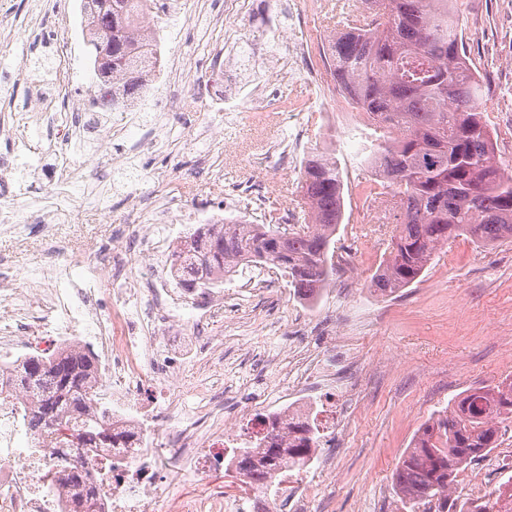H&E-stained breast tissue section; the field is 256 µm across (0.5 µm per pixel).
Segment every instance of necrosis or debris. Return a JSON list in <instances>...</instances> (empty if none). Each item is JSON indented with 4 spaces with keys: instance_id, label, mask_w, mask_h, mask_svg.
<instances>
[{
    "instance_id": "1",
    "label": "necrosis or debris",
    "mask_w": 512,
    "mask_h": 512,
    "mask_svg": "<svg viewBox=\"0 0 512 512\" xmlns=\"http://www.w3.org/2000/svg\"><path fill=\"white\" fill-rule=\"evenodd\" d=\"M186 214L166 212L148 224H129L131 246L115 251L111 259L89 266L75 256L34 270L40 286L31 290L27 305L16 302V282L0 274V318L15 325L36 327L42 340L59 348L72 342L98 348L101 378L98 390L110 393L112 421L119 426H139V447L113 453L114 470L103 477L95 451L49 448L32 432L23 430L25 406L15 393L0 395V512H62L63 493L53 478L61 459L83 461L91 480L101 489L104 512H195L208 501L213 512L232 507L236 512H281L279 500L265 491L240 496L213 484L215 463L223 462L228 444L240 445L248 433L278 428L287 438L292 416H308L307 403L270 414L255 422L241 413L238 429L207 432L202 411L185 405L157 408L154 416L140 417L141 401L151 396L157 383L174 378L176 365L164 346L169 336L196 335L200 345L211 341L203 303L219 301L208 292L200 298L156 287L163 253L160 244L186 221ZM136 260L139 277L127 273ZM113 284L112 304L119 322L104 317L97 304L102 278Z\"/></svg>"
}]
</instances>
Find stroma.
<instances>
[{
	"label": "stroma",
	"mask_w": 512,
	"mask_h": 512,
	"mask_svg": "<svg viewBox=\"0 0 512 512\" xmlns=\"http://www.w3.org/2000/svg\"><path fill=\"white\" fill-rule=\"evenodd\" d=\"M163 16L159 40L162 72L131 111L133 126L152 124L148 143L131 171L161 203L199 216L237 208L239 218L265 224L270 212L293 224L303 208L297 193L299 168H287L288 147L302 140L306 150L331 141L353 205L336 237L337 259L354 262L353 276L337 271L336 287L326 289L316 307L300 303L287 277L263 288L242 289L215 310L214 339L197 354L189 338L172 350L186 385L205 382L216 394L234 392L222 409H207L205 424L220 428L240 407L259 414L276 395L271 379L287 364L265 361L255 369L243 354L256 334L281 344L321 345L323 330L343 336L352 365L340 371L354 396L340 388L314 393L320 418L335 416L339 426L335 458L327 476L306 472L315 487L312 512L330 504L332 512H411L392 483V474L419 426L463 391L497 384L512 376V239L486 247L461 236L438 249L419 282L391 297L371 292L367 280L387 250L393 231L388 210H359L371 177L368 159L375 139L362 114L338 112L334 87L322 82L318 60L308 59L316 34L346 24L357 0H178ZM81 0H13L0 16V208L22 211L26 240L0 231V259L26 281L30 271L57 258L37 206L15 195L12 145L8 133L16 115L31 113L40 129L33 142L39 156L25 173L33 196L51 207L72 210L75 224L63 228L86 262H97L112 237L127 223L132 202L112 164L125 157L129 140L113 132V112L74 115L76 97L96 85L83 37H76L70 63L72 91L52 112L34 111L37 93L53 89L52 51L64 21L81 17ZM469 56L490 83L497 105L486 113L497 133V157L512 167V0H463ZM280 26L279 42L257 58L261 78L242 85L237 99L217 101L224 76L214 68L215 49L261 40ZM76 116L89 140L102 144L96 158L75 157L71 169L85 180L99 208L70 201L54 172L67 116Z\"/></svg>",
	"instance_id": "obj_1"
}]
</instances>
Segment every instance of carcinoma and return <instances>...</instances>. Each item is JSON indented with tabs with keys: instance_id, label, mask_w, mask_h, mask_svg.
Returning <instances> with one entry per match:
<instances>
[{
	"instance_id": "cac0c4a2",
	"label": "carcinoma",
	"mask_w": 512,
	"mask_h": 512,
	"mask_svg": "<svg viewBox=\"0 0 512 512\" xmlns=\"http://www.w3.org/2000/svg\"><path fill=\"white\" fill-rule=\"evenodd\" d=\"M461 0H378L373 19L337 29L323 46L325 74L378 133L374 174L397 213L396 233L370 278V290L393 296L411 286L449 238L466 235L485 245L512 238V173L496 154L484 119L493 97L464 51ZM82 26L97 82L92 106L114 111L142 95L157 76L156 33L143 20L149 0H112V10L82 0ZM305 223L290 233L271 224H207L173 251L179 287L201 291L224 281L248 259L288 274L293 295L313 302L334 275L329 250L345 217L341 169L322 150L307 153L299 180ZM97 358L77 344L57 353L24 355L11 384L29 401L27 427L61 448L62 431L82 435L81 448H130L133 434L112 427L95 402ZM512 423V378L476 388L437 412L415 434L395 468V487L414 509L446 498L462 466L497 447ZM296 437L283 446L266 435L262 448L233 450L231 463L256 486H272L285 471L305 468L314 429L291 421ZM67 512L74 496L91 501L85 471L61 474Z\"/></svg>"
}]
</instances>
